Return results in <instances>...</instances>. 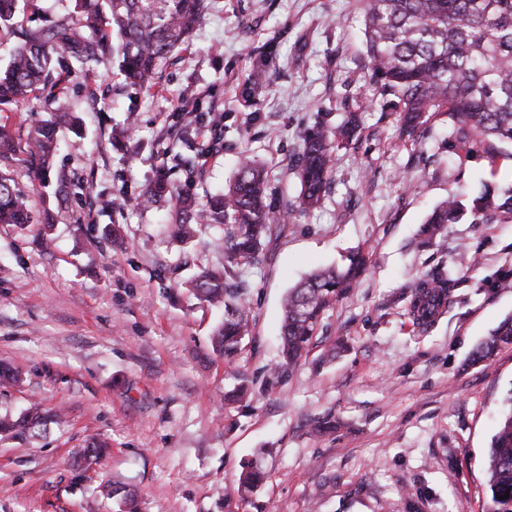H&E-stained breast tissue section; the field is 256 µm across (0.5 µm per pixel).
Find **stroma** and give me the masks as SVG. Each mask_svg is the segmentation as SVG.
Returning <instances> with one entry per match:
<instances>
[{
  "mask_svg": "<svg viewBox=\"0 0 512 512\" xmlns=\"http://www.w3.org/2000/svg\"><path fill=\"white\" fill-rule=\"evenodd\" d=\"M364 0H208L189 44L164 60L157 86L126 82L106 58L75 70L62 96L31 97L0 112L16 142L31 119L60 108L81 119L45 182L15 159L10 172L36 212L53 217L51 248L36 227L0 224V364L24 380L0 389V416L33 402L63 410L62 422L0 441V512H117L97 498L118 480L138 512H486L487 459L500 410L512 395V344L471 363L476 346L512 317V223L449 225L445 241L422 244L419 229L440 201L487 183L512 187V147L490 157L479 141L459 145L447 115L413 140L399 134L398 100L380 95L366 63ZM74 0H34L0 25V65L18 32L74 12ZM268 56L269 81L247 77ZM224 117L221 132L190 122L180 141L182 93ZM361 112L352 144L336 154L330 192L266 243L262 261L240 274L254 325L232 364L212 351L222 310L188 288L200 268L221 267L224 232L202 227L190 241L167 230L173 192L206 201L223 191L242 153L266 166L274 196L300 191V132L336 126ZM124 126L125 140L111 137ZM206 155L196 177L175 153ZM172 193L141 205L159 173ZM414 178L403 190V174ZM127 242L115 250L112 232ZM363 251L369 270L336 304L307 357L280 382L282 303L311 271L345 265ZM479 253L480 268L466 251ZM448 270L453 300L427 331L403 300L413 282ZM344 339L336 360L323 349ZM242 399L225 400L237 378ZM332 413L335 433H310V418ZM108 440L92 469L73 467L91 437ZM260 460L264 483L236 494L245 463Z\"/></svg>",
  "mask_w": 512,
  "mask_h": 512,
  "instance_id": "35a3bbf8",
  "label": "stroma"
}]
</instances>
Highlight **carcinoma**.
I'll return each mask as SVG.
<instances>
[{
    "instance_id": "1",
    "label": "carcinoma",
    "mask_w": 512,
    "mask_h": 512,
    "mask_svg": "<svg viewBox=\"0 0 512 512\" xmlns=\"http://www.w3.org/2000/svg\"><path fill=\"white\" fill-rule=\"evenodd\" d=\"M77 20H56L24 32L23 41L6 67H0V105L18 104L31 93L49 90L59 68L68 73L103 57L117 56L125 80L152 88L160 63L184 45L201 24L205 0H76ZM364 27L367 70L384 94L402 103V135L412 139L428 119L445 112L460 144L477 137L491 151L512 145V0H365ZM74 127L77 118L57 112L35 121L29 131L26 163L39 181L46 179L58 149L57 131ZM359 117L350 112L334 129L320 124L300 134L298 159L300 193L280 205L270 198L265 167L243 157L224 193L198 206L194 199L175 194L178 221L169 228L182 241L195 238L203 224L224 229V263L203 270L191 283L200 300L224 308L216 328L213 350L232 363L251 326L250 309L236 278L256 265L264 241L287 223V218L316 207L331 188L334 152L352 143ZM173 189L160 174L141 195V202ZM469 215L474 224L512 222V188L497 194L486 188L465 202L453 196L437 206L419 231L430 244L444 236L447 225ZM48 214L37 215L27 194L0 171V224L24 229L41 223L50 228ZM368 268L364 254L351 256L344 268L311 273L288 290L281 327V362L270 375L277 381L308 355L323 329V319L336 302L349 297ZM456 286L439 272L417 279L411 288L409 314L413 325L430 328L448 307ZM503 344H512V318L504 320L473 352L472 363L489 361ZM57 414L33 404L18 418L0 419V439H15L55 420ZM318 434L336 430L331 415L310 419ZM487 512H512V403L490 448ZM264 478L255 463L244 467L238 493L253 491ZM509 494L501 500L499 496ZM101 494L120 498V512H135L133 495L118 481H106Z\"/></svg>"
}]
</instances>
